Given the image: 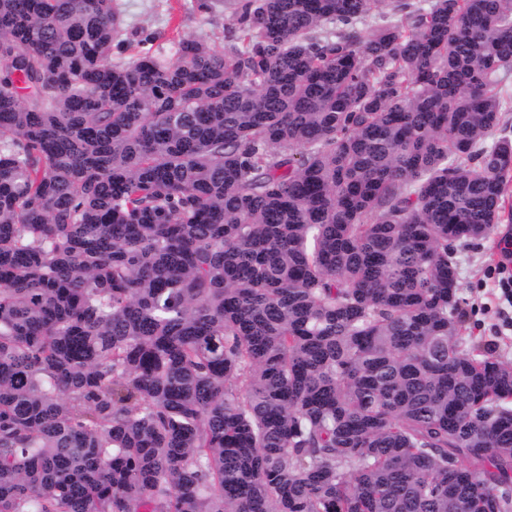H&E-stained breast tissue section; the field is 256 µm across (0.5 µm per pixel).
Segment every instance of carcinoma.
I'll use <instances>...</instances> for the list:
<instances>
[{
	"mask_svg": "<svg viewBox=\"0 0 512 512\" xmlns=\"http://www.w3.org/2000/svg\"><path fill=\"white\" fill-rule=\"evenodd\" d=\"M0 0V512H512V0ZM116 1L123 12L128 31L134 34L123 54L126 60L134 58L143 47L151 45L170 51L175 42L188 36L205 38L217 50L224 51V35L233 24V10L229 3L224 4L220 12L209 15L189 9L191 0ZM145 35L153 37V41L143 46L138 40ZM498 224L492 235L483 241L480 248L471 246L458 249V264L460 272V282L463 296L467 299L468 308L475 311L473 319L478 322L475 329L477 336H483L484 340L490 344L497 355L507 361H512V334L510 335L512 321H509L510 331L508 336H495L494 325L501 323L498 317L497 304L490 298L489 289L497 277L509 276L512 274V261L507 266L506 274L499 275V269L506 263L503 249L506 247L505 238L499 239L500 255L494 257L490 251V242L500 233Z\"/></svg>",
	"mask_w": 512,
	"mask_h": 512,
	"instance_id": "cac0c4a2",
	"label": "carcinoma"
}]
</instances>
